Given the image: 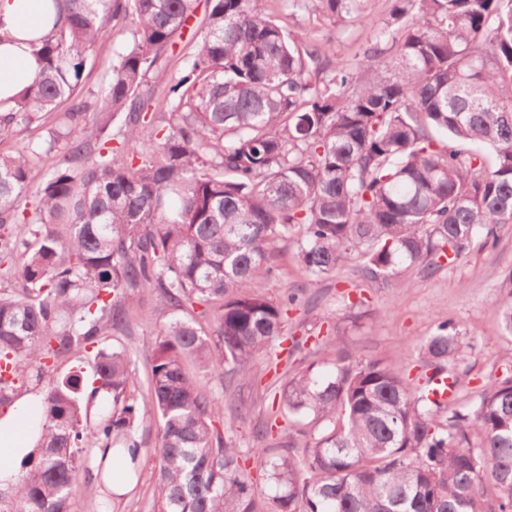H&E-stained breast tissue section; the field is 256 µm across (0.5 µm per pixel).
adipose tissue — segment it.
I'll return each instance as SVG.
<instances>
[{"label": "adipose tissue", "instance_id": "adipose-tissue-1", "mask_svg": "<svg viewBox=\"0 0 512 512\" xmlns=\"http://www.w3.org/2000/svg\"><path fill=\"white\" fill-rule=\"evenodd\" d=\"M44 26L43 0H0V97L23 90L39 69L28 44ZM43 418L35 399L20 400L0 417V485L16 483L22 460L37 443Z\"/></svg>", "mask_w": 512, "mask_h": 512}]
</instances>
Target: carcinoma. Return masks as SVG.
I'll list each match as a JSON object with an SVG mask.
<instances>
[{
	"instance_id": "obj_1",
	"label": "carcinoma",
	"mask_w": 512,
	"mask_h": 512,
	"mask_svg": "<svg viewBox=\"0 0 512 512\" xmlns=\"http://www.w3.org/2000/svg\"><path fill=\"white\" fill-rule=\"evenodd\" d=\"M194 2L45 0L55 19L31 40L41 68L0 98L1 140L53 117L46 136L0 152V405L19 378L39 381L47 361L98 345L95 387L73 371L44 395L37 449L0 490V512H70L96 448L137 469L148 407L157 512H512V375L470 406L436 398L457 386L451 320L420 347V384L341 350L330 378H288L275 414L322 430L306 448L266 446L269 429L258 431L263 509L214 425L224 395L186 368L245 377L280 338L295 296L252 291L276 271L278 241L300 236L308 276L354 256L374 279L453 265L512 224V0H392L372 40L396 55L338 59L322 81L331 48L284 29L262 0H207L167 111L150 113ZM318 2L334 20L360 0ZM122 24L131 45L85 93L91 52ZM32 189L29 217L20 202ZM142 292L170 319L141 398L130 354L100 336L127 328Z\"/></svg>"
}]
</instances>
